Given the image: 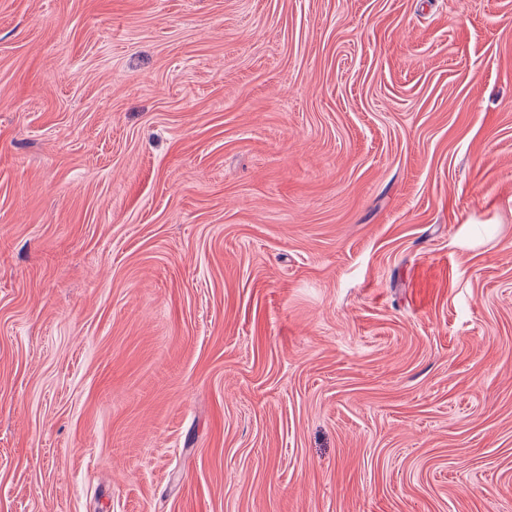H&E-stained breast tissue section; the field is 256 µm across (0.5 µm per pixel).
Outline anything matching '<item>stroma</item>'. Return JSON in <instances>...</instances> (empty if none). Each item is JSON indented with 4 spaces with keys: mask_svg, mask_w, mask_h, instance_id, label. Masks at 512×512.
<instances>
[{
    "mask_svg": "<svg viewBox=\"0 0 512 512\" xmlns=\"http://www.w3.org/2000/svg\"><path fill=\"white\" fill-rule=\"evenodd\" d=\"M0 512H512V0H0Z\"/></svg>",
    "mask_w": 512,
    "mask_h": 512,
    "instance_id": "stroma-1",
    "label": "stroma"
}]
</instances>
